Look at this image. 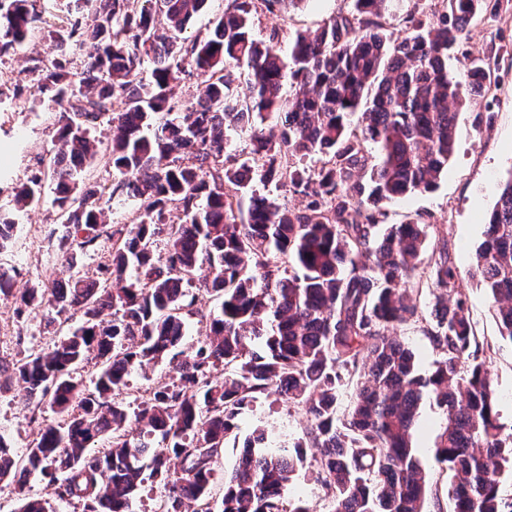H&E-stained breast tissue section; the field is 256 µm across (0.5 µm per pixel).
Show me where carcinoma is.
Instances as JSON below:
<instances>
[{"label": "carcinoma", "mask_w": 512, "mask_h": 512, "mask_svg": "<svg viewBox=\"0 0 512 512\" xmlns=\"http://www.w3.org/2000/svg\"><path fill=\"white\" fill-rule=\"evenodd\" d=\"M207 2L72 0L65 24L47 35L79 43L80 63L61 54L30 68L58 107L60 148L48 176L66 216L59 251L71 274L45 292L14 288L0 268V299H13L19 313L52 307L50 325L72 311L82 323L52 347L0 364L26 407L55 415L21 454L0 437V484L21 460L24 473L83 512H135L147 486L159 489L165 512H315L291 492L309 465L329 512H424L429 478L416 441L429 397L443 413L434 448L454 477L453 512H512L500 492L512 476V430L472 351L447 244L429 263L427 334L440 358L423 376L397 329L421 317L404 285L421 264L425 225L391 224L374 237L387 202L432 190L448 171L457 107L485 98L496 53L463 54L460 73L448 70V55L501 0H441L440 14L399 37L380 22L392 0H353L352 13L289 36L286 60L279 30L255 35V15L261 5L289 14L308 0H228L207 35L181 38ZM45 24L29 0H0V58ZM146 62L147 80L139 76ZM189 68L205 84L176 113L172 88ZM100 126L111 133L108 187L85 178L100 154L92 136ZM231 132L250 141L247 158L227 153ZM367 141L378 147L372 164ZM313 155L321 161L314 172L304 164ZM255 183L288 186L307 203L283 208ZM42 188L39 177L22 185L17 210L39 201ZM105 195L138 201L133 220L107 223ZM102 240L112 242V261L90 279L78 255ZM467 274L489 291L501 337L512 342V171ZM198 282L217 312L184 350L188 291ZM163 361L179 375L131 393V374ZM271 398L304 408V437L290 444L257 424L239 438L241 423ZM238 439L243 451L216 499V468ZM14 491L16 512H56L21 485Z\"/></svg>", "instance_id": "cac0c4a2"}]
</instances>
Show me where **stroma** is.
<instances>
[{
    "instance_id": "obj_1",
    "label": "stroma",
    "mask_w": 512,
    "mask_h": 512,
    "mask_svg": "<svg viewBox=\"0 0 512 512\" xmlns=\"http://www.w3.org/2000/svg\"><path fill=\"white\" fill-rule=\"evenodd\" d=\"M352 0H309L302 11L286 17L260 12L255 19L257 36L278 28L284 34L313 31L330 17L348 13ZM439 0H397L382 22L393 35L411 30V18H428L441 12ZM500 52L492 62L497 90L481 105L458 109L456 150L436 188L385 206V223L424 222L427 249L423 261H430L432 248L447 243L448 252L459 270H467L470 259L483 239L484 217L492 209L498 184L512 169V7L499 10L485 20L474 21L464 45L470 55L484 56L489 46ZM48 38L25 42L15 53L0 59V212L11 214L15 233L6 250L0 252V266L9 270L16 287L43 288L67 279L56 246L61 224L53 205L51 188H44L38 206L12 212L17 187L33 175L44 173V158L59 147L55 122L47 116L46 103L29 72L35 58L52 53ZM422 315L402 327L399 335L415 353L421 372H429L439 352L426 333L427 312L434 301L424 271H417L409 285ZM460 289L469 310L478 354L485 360L497 392L496 409L505 425H512V342L503 340L491 297L477 281L464 277ZM0 320L7 322V335H0V360L18 359L32 348L52 345L58 338L46 324L45 309L15 314L14 306L0 301ZM422 431L417 456L430 480L425 512H452L448 496L452 475L434 456V440L442 423V411L433 400L419 408ZM43 418H32L19 400L18 387L0 390V433L16 450L27 448L37 438Z\"/></svg>"
}]
</instances>
